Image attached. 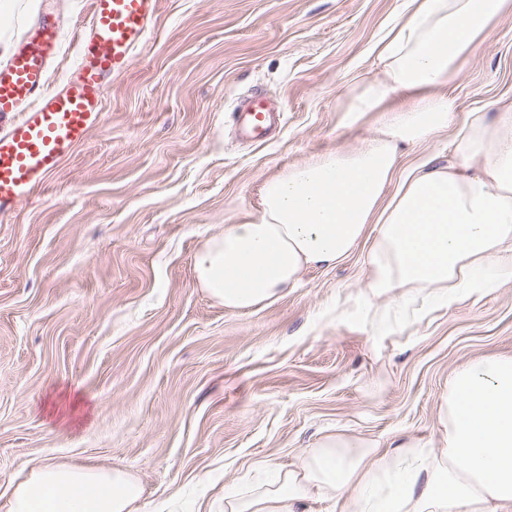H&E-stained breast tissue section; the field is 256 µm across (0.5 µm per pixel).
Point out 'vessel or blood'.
<instances>
[{"mask_svg": "<svg viewBox=\"0 0 512 512\" xmlns=\"http://www.w3.org/2000/svg\"><path fill=\"white\" fill-rule=\"evenodd\" d=\"M157 9L158 0H93L74 73L55 91L47 88L46 74L59 53L60 16L42 14L15 40L0 65V117L20 115L0 128V218L26 202L102 122L104 81L132 67L153 32ZM232 120L249 140L267 141L280 115L256 98L236 109Z\"/></svg>", "mask_w": 512, "mask_h": 512, "instance_id": "obj_1", "label": "vessel or blood"}]
</instances>
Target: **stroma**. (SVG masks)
<instances>
[{"instance_id": "1", "label": "stroma", "mask_w": 512, "mask_h": 512, "mask_svg": "<svg viewBox=\"0 0 512 512\" xmlns=\"http://www.w3.org/2000/svg\"><path fill=\"white\" fill-rule=\"evenodd\" d=\"M90 2L0 0V64L56 10L47 85L61 88ZM401 2L160 0L150 41L105 85L102 124L0 221V495L52 462L128 471L150 506L224 512L257 460L292 465L328 435L441 450L449 376L512 355V282L383 324L394 300L363 288L364 242L248 312L193 273L207 237L257 214L265 180L371 135L338 106L376 75ZM444 90L463 111L512 103V16ZM252 95L283 114L262 145L230 121Z\"/></svg>"}]
</instances>
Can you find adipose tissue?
I'll return each mask as SVG.
<instances>
[{
    "mask_svg": "<svg viewBox=\"0 0 512 512\" xmlns=\"http://www.w3.org/2000/svg\"><path fill=\"white\" fill-rule=\"evenodd\" d=\"M509 13L512 0H404L375 46L378 76L352 85L339 106L346 125L376 114L371 136L266 181L258 215L197 250L199 287L246 312L366 237L365 286L399 307L453 304L512 282V104L491 120L481 109L458 112L443 91ZM451 125L447 162L400 168L408 148ZM438 421L442 453L329 435L274 482L226 495L224 512H310L344 497L351 512H512V357L454 371ZM142 496L126 471L46 464L12 487L0 512H143Z\"/></svg>",
    "mask_w": 512,
    "mask_h": 512,
    "instance_id": "1",
    "label": "adipose tissue"
}]
</instances>
